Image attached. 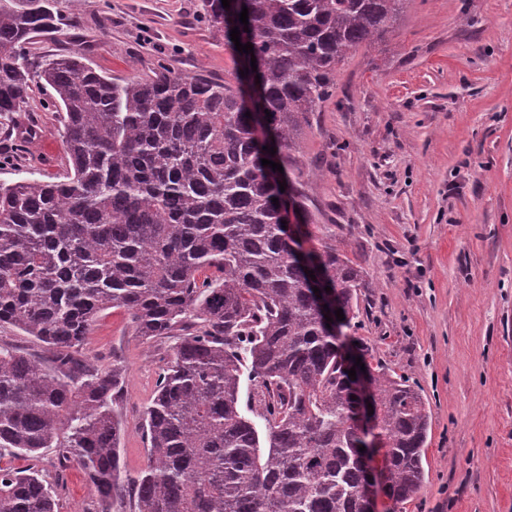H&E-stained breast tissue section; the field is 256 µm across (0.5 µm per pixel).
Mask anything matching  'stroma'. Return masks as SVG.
<instances>
[{"label": "stroma", "mask_w": 512, "mask_h": 512, "mask_svg": "<svg viewBox=\"0 0 512 512\" xmlns=\"http://www.w3.org/2000/svg\"><path fill=\"white\" fill-rule=\"evenodd\" d=\"M55 27L29 60L79 50L120 80L165 65L235 82L241 63L208 0H52ZM19 121L0 124V183L66 170L61 114L31 83ZM313 200L306 247L336 246L368 283L346 334L422 393L431 414L426 482L377 512H512V0H406L396 22L349 55L332 96L298 136ZM172 339L135 336L125 309L99 314L86 345L125 368L117 411L128 473ZM18 468L57 485L58 512H99L95 487L55 449Z\"/></svg>", "instance_id": "35a3bbf8"}]
</instances>
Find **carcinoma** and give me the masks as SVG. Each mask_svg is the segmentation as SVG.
<instances>
[{
  "mask_svg": "<svg viewBox=\"0 0 512 512\" xmlns=\"http://www.w3.org/2000/svg\"><path fill=\"white\" fill-rule=\"evenodd\" d=\"M405 0H248L247 32L270 112L257 129L240 88L163 65L116 82L78 51L35 67L21 54L53 27L50 0H0V117L15 122L33 77L60 107L67 169L0 184V326L47 346L0 344V512H57L37 470L11 461L59 449L101 512H365L355 394L341 346L288 243L279 171L311 197L292 151L332 95L336 68L396 21ZM211 26L237 57L221 0ZM271 136L279 153L263 150ZM309 255L344 325L366 287L332 245ZM124 308L145 341L176 339L144 413L147 461L122 471L114 404L122 367L80 360L98 315ZM374 436L393 504L425 480L430 416L419 391L369 369Z\"/></svg>",
  "mask_w": 512,
  "mask_h": 512,
  "instance_id": "obj_1",
  "label": "carcinoma"
}]
</instances>
